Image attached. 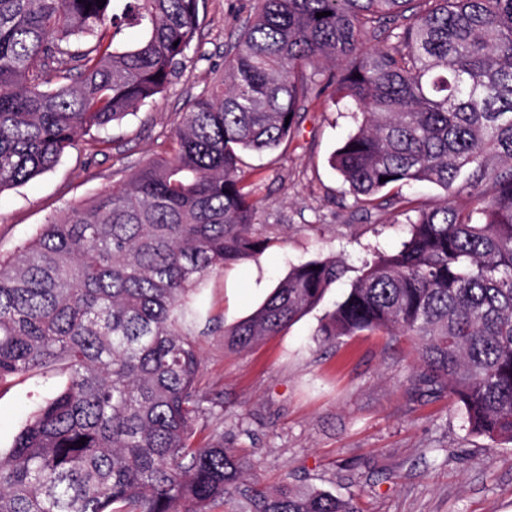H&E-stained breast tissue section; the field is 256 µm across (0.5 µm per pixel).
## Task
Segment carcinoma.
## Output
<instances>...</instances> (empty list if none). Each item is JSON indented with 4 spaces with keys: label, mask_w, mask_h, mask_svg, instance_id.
<instances>
[{
    "label": "carcinoma",
    "mask_w": 512,
    "mask_h": 512,
    "mask_svg": "<svg viewBox=\"0 0 512 512\" xmlns=\"http://www.w3.org/2000/svg\"><path fill=\"white\" fill-rule=\"evenodd\" d=\"M202 3L0 0V193L81 139L97 154L100 132L162 93ZM318 74L357 123L331 164L360 207L382 209L391 185L447 195L415 208L401 248L364 264L317 335L409 339L419 380L453 396L469 431L512 442V0H257L164 156L0 258V382L68 374L0 454V512H358L265 486L222 433L194 442L223 407L198 385L194 296L271 246L241 157L290 139ZM347 271L293 266L224 347L297 322Z\"/></svg>",
    "instance_id": "carcinoma-1"
}]
</instances>
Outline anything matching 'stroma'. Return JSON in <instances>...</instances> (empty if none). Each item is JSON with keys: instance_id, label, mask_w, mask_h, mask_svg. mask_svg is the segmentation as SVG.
<instances>
[{"instance_id": "1", "label": "stroma", "mask_w": 512, "mask_h": 512, "mask_svg": "<svg viewBox=\"0 0 512 512\" xmlns=\"http://www.w3.org/2000/svg\"><path fill=\"white\" fill-rule=\"evenodd\" d=\"M255 0H206L196 41L168 88L113 124L94 158L69 149L49 172L0 194V254L32 239L67 206L121 185L162 155L174 123L224 69V55ZM355 128L328 97L299 104L298 130L269 154L243 157L255 224L271 237L263 254L206 276L195 303L214 328L202 339L200 386L221 396L211 430L251 463L265 484L281 479L352 498L359 512H512V444L469 433L448 393L418 382L411 342L367 332L323 341L314 310L281 333L240 352L223 332L254 311L291 266L311 258L361 268L378 250L397 248L415 212L443 197L422 183L382 192L383 210L357 206L330 163ZM51 367L0 384V452L8 453L29 414L66 382Z\"/></svg>"}]
</instances>
